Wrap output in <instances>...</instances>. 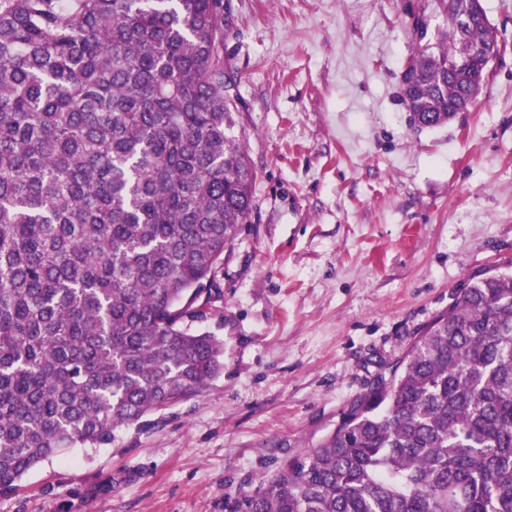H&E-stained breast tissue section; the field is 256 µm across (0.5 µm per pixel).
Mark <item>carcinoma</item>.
<instances>
[{"mask_svg": "<svg viewBox=\"0 0 512 512\" xmlns=\"http://www.w3.org/2000/svg\"><path fill=\"white\" fill-rule=\"evenodd\" d=\"M469 0H417L420 126L491 70ZM224 0H0V494L199 391L192 330L251 223ZM238 512H512V272L455 293L316 447Z\"/></svg>", "mask_w": 512, "mask_h": 512, "instance_id": "carcinoma-1", "label": "carcinoma"}]
</instances>
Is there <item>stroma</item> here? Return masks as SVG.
<instances>
[{
	"mask_svg": "<svg viewBox=\"0 0 512 512\" xmlns=\"http://www.w3.org/2000/svg\"><path fill=\"white\" fill-rule=\"evenodd\" d=\"M256 173L250 224L193 328L198 392L65 448L0 512H234L314 447L469 278L512 260V47L475 108L410 123L403 0H224Z\"/></svg>",
	"mask_w": 512,
	"mask_h": 512,
	"instance_id": "1",
	"label": "stroma"
}]
</instances>
